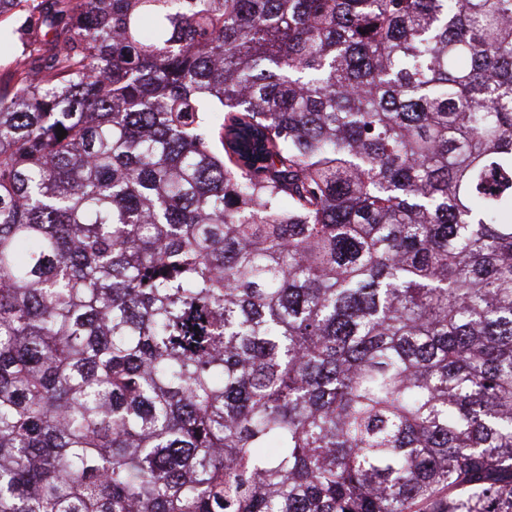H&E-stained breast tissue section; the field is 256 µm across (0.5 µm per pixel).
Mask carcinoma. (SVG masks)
<instances>
[{
    "mask_svg": "<svg viewBox=\"0 0 512 512\" xmlns=\"http://www.w3.org/2000/svg\"><path fill=\"white\" fill-rule=\"evenodd\" d=\"M21 6L0 512H512V0Z\"/></svg>",
    "mask_w": 512,
    "mask_h": 512,
    "instance_id": "cac0c4a2",
    "label": "carcinoma"
}]
</instances>
